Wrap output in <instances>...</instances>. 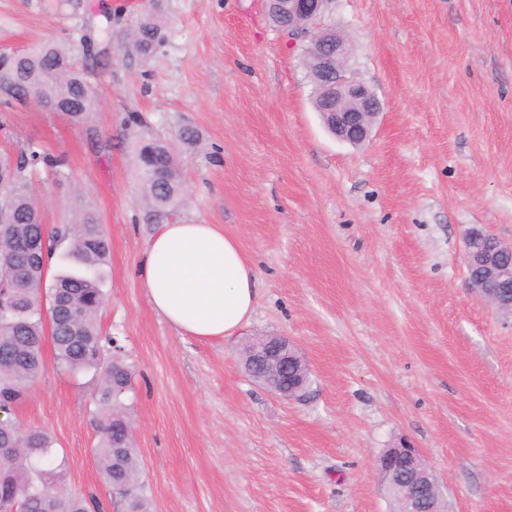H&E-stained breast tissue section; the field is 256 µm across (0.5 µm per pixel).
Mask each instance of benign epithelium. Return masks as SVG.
Instances as JSON below:
<instances>
[{
    "instance_id": "benign-epithelium-1",
    "label": "benign epithelium",
    "mask_w": 512,
    "mask_h": 512,
    "mask_svg": "<svg viewBox=\"0 0 512 512\" xmlns=\"http://www.w3.org/2000/svg\"><path fill=\"white\" fill-rule=\"evenodd\" d=\"M328 0H267V5L288 15V37L312 49V71L323 87L317 111L327 120L328 128L340 141L360 145L370 136L380 112V102L372 89L351 76L348 62L351 48L344 37L321 28ZM512 252L496 235L473 230L464 240L467 271H479V278L468 280L469 288L497 310L512 314V298L495 294L489 282L512 283V261L503 256ZM251 368L261 371L272 393L289 398L284 391L291 374L301 375L309 365L301 352L282 336H263L254 342ZM377 469L388 490L399 495L402 512H437L435 504L442 493L435 475L417 448H391L377 460Z\"/></svg>"
}]
</instances>
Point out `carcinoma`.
I'll use <instances>...</instances> for the list:
<instances>
[{
	"label": "carcinoma",
	"mask_w": 512,
	"mask_h": 512,
	"mask_svg": "<svg viewBox=\"0 0 512 512\" xmlns=\"http://www.w3.org/2000/svg\"><path fill=\"white\" fill-rule=\"evenodd\" d=\"M165 25L153 13L134 25V44L143 55L164 41ZM85 82L72 49L54 41L0 61V104L24 94L48 112L84 104L94 111L97 97H86ZM136 162L141 179L140 203L148 220L158 222L175 211L184 197V179L174 147L165 140L138 143ZM59 161L31 145L17 155L0 153V178L10 184L6 215L0 221V401L22 403L42 372L45 335H51L57 365L72 375L91 372L98 383L91 411L98 443L93 448L100 476L125 503V512H152L144 491L138 448L131 434L127 394L133 371L112 352L99 322L104 302L102 271L110 261V244L98 212L76 199L71 223L49 231L29 182L40 166ZM68 242L60 254L53 243ZM58 300L42 311L40 285ZM65 461L58 460L54 441L44 430H22L0 420V505L22 503L26 512H104L92 494L63 493L52 483L62 480Z\"/></svg>",
	"instance_id": "carcinoma-1"
}]
</instances>
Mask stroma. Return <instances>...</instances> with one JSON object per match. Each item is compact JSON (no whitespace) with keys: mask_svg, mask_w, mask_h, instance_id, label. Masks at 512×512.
<instances>
[{"mask_svg":"<svg viewBox=\"0 0 512 512\" xmlns=\"http://www.w3.org/2000/svg\"><path fill=\"white\" fill-rule=\"evenodd\" d=\"M159 11L162 45H129ZM322 26L382 110L369 142L336 140L301 53L265 0H0V55L55 41L95 54L83 74L98 112L78 126L36 102L0 106V149L62 158L34 194L48 228L76 194L111 241L103 333L134 371L131 407L154 512H394L375 460L419 449L450 512H512V317L470 291L463 237L512 244V0H332ZM176 222L219 224L260 280L240 333L202 341L151 308L139 267L144 218L135 144L176 140ZM307 359L304 400L245 372L255 337ZM13 418L54 439L69 490L124 512L100 478L93 373L59 369L52 346Z\"/></svg>","mask_w":512,"mask_h":512,"instance_id":"35a3bbf8","label":"stroma"}]
</instances>
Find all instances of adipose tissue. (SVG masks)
<instances>
[{"instance_id": "obj_1", "label": "adipose tissue", "mask_w": 512, "mask_h": 512, "mask_svg": "<svg viewBox=\"0 0 512 512\" xmlns=\"http://www.w3.org/2000/svg\"><path fill=\"white\" fill-rule=\"evenodd\" d=\"M139 275L153 310L200 340L236 335L259 299L255 268L216 224L159 225Z\"/></svg>"}]
</instances>
